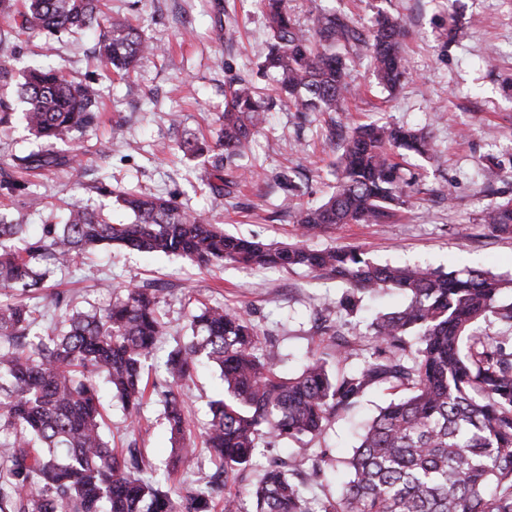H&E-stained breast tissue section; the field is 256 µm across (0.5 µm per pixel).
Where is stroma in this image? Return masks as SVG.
<instances>
[{"mask_svg": "<svg viewBox=\"0 0 512 512\" xmlns=\"http://www.w3.org/2000/svg\"><path fill=\"white\" fill-rule=\"evenodd\" d=\"M289 5L302 22L317 9L348 16L363 29L380 12L399 19L407 30L405 79L391 91L379 86L366 50H358L348 63V79L361 94L349 111L360 123L423 130L445 157L437 167L396 150L394 160L409 182L407 202L396 217L387 224L339 225L309 239V247H358L379 264L480 268L512 278V235L491 232L481 222L488 203L512 199V0H290ZM103 10L110 18H130L158 46V54L119 76L95 60L96 32L49 42L32 31L14 39L10 23L0 20V64L13 75L12 84L0 86V98L16 101L22 72L30 65L61 69L77 82L95 80L100 94L95 125L73 131L55 146L58 153L77 156L79 166L41 171L27 176L16 192L0 191V214L26 225L32 237L40 235L42 225L62 223L75 199L122 222L126 216L115 208L112 191L134 188L174 197L184 210L227 232L265 243L290 240L295 225L282 211L284 198L293 196L306 206L322 202L335 181L341 139L330 136L325 115L288 111L271 91L256 66L267 22L254 0H103ZM239 75L264 92L269 107L245 154L225 161L224 170L254 169L260 176L217 198L204 184L202 166L183 156L175 143L190 136L215 139L224 89ZM173 113L181 115V125L171 126ZM116 124L124 131L119 143L112 138ZM41 149L21 118L0 126V179L13 174L19 158ZM33 195L45 199V208L28 209ZM146 282L154 285L169 333L146 363L157 387L146 393L137 429L128 428L120 400L108 389L100 391L114 437L136 442L146 478L172 461L165 361L189 338L191 310L220 303L245 312L265 344L278 350L277 368L288 377L299 371L311 349L331 347L338 334L367 335L370 315L401 304L395 294L362 293L357 312L349 315L337 307L346 285L305 269L223 264L201 270L179 257L112 246L49 274L36 300L39 327L47 329L57 315L53 293H65L73 307L92 310ZM221 388L218 371L205 365L185 390L195 443L203 441L208 403ZM389 399L388 390L371 389L350 417L310 441L311 453L326 452L334 462L313 479V487L338 489L357 424Z\"/></svg>", "mask_w": 512, "mask_h": 512, "instance_id": "obj_1", "label": "stroma"}]
</instances>
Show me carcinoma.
Returning <instances> with one entry per match:
<instances>
[{
  "label": "carcinoma",
  "mask_w": 512,
  "mask_h": 512,
  "mask_svg": "<svg viewBox=\"0 0 512 512\" xmlns=\"http://www.w3.org/2000/svg\"><path fill=\"white\" fill-rule=\"evenodd\" d=\"M23 11H18L17 2ZM269 28L262 67L274 73L276 93L289 110L335 113L342 122L356 89L347 80L350 50L364 46L378 81L394 89L405 77L401 23L378 14L362 30L334 13H311L302 28L287 0H260ZM20 12V37L33 29L50 35L100 26L99 0H0V18ZM157 52L137 25L114 20L98 38L101 63L128 74ZM19 100L31 133L62 141L94 119L98 89L58 69L25 70ZM224 122L212 144L186 138L183 154L207 164V186L224 196L236 179L224 160L239 156L264 122L263 94L239 76L224 90ZM436 162L421 130L359 125L336 164L337 182L323 203L294 212L291 242L263 243L224 232L219 224L181 209L176 201L134 190L115 193L130 215L111 223L78 201L62 224H45L28 240L24 225L0 219V288H18L28 300L0 302V512H214L223 483L242 482L259 444L300 442L321 435L348 415L366 391L384 386L406 395L366 423L345 462L348 480L336 494L308 493L299 480L328 465L326 454L268 462L246 490L224 497V512H512V288L488 270L448 272L381 265L357 247L312 250L306 240L339 224H380L406 196L407 180L393 150ZM77 156L33 154L25 170L73 165ZM483 222L512 234V202H491ZM119 245L150 255L182 257L200 268L229 263L257 268H307L339 279L353 291L394 289L408 303L372 322L369 337L338 336L330 351H314L299 373L281 376L277 353L258 354L261 336L242 313L222 305L191 314L192 336L168 354L166 417L175 440L172 469L189 470L195 447L184 437L180 389L199 365L220 372L224 392L209 402L203 445L219 462L200 488H172L141 477L140 453H118L106 426L98 382L107 383L135 424L148 380L142 362L168 324L146 286L127 290L108 308L79 311L66 298L50 331L37 322L29 300L48 274L89 254ZM365 353L348 369L352 352Z\"/></svg>",
  "instance_id": "obj_1"
}]
</instances>
